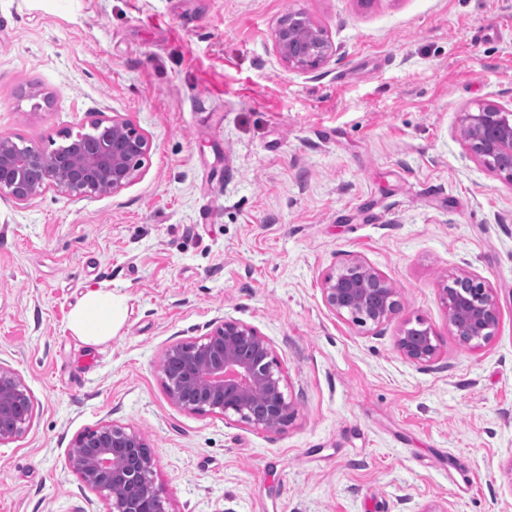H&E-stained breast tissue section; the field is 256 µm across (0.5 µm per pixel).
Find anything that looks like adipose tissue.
I'll return each instance as SVG.
<instances>
[{
	"label": "adipose tissue",
	"instance_id": "obj_1",
	"mask_svg": "<svg viewBox=\"0 0 512 512\" xmlns=\"http://www.w3.org/2000/svg\"><path fill=\"white\" fill-rule=\"evenodd\" d=\"M124 317V304L112 292L102 289L88 292L72 311L69 325L73 333L88 344L109 342Z\"/></svg>",
	"mask_w": 512,
	"mask_h": 512
}]
</instances>
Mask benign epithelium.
I'll use <instances>...</instances> for the list:
<instances>
[{"mask_svg": "<svg viewBox=\"0 0 512 512\" xmlns=\"http://www.w3.org/2000/svg\"><path fill=\"white\" fill-rule=\"evenodd\" d=\"M276 48L290 68L313 70L334 47L327 34L293 14L274 29ZM471 154L512 183V110L494 104L461 116ZM92 132L76 135L65 151L46 153L0 137V194L28 202L49 189L74 197L117 194L137 176L151 148L148 136L129 120L91 122ZM326 306L360 325H380L401 308L386 277L360 259L328 273L321 284ZM448 320L460 341L480 346L498 326L491 288L471 275L442 288ZM403 355L428 363L437 354L431 328H407L397 341ZM161 373L169 399L197 414L266 431H280L295 409L284 392L285 377L269 343L243 322L226 319L191 342H176L162 355ZM33 403L22 377L0 365V444L25 433ZM67 466L84 487L106 502L107 512H166L154 479V457L142 433L129 425L105 423L72 440Z\"/></svg>", "mask_w": 512, "mask_h": 512, "instance_id": "obj_1", "label": "benign epithelium"}]
</instances>
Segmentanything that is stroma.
Here are the masks:
<instances>
[{
	"mask_svg": "<svg viewBox=\"0 0 512 512\" xmlns=\"http://www.w3.org/2000/svg\"><path fill=\"white\" fill-rule=\"evenodd\" d=\"M290 11L336 48L318 69L276 50ZM484 103L512 110V0H0V136L50 152L117 117L151 141L117 194L0 195V364L34 402L0 512H107L67 452L112 422L168 512H512V184L460 126ZM354 258L400 294L381 326L323 301ZM462 272L497 299L475 349L441 299ZM98 289L126 313L90 345L69 316ZM226 319L281 361L282 431L169 400L164 349ZM420 324L427 364L397 347ZM435 334L430 327L407 328L403 330L397 341L398 349L403 355L416 363H428L437 354Z\"/></svg>",
	"mask_w": 512,
	"mask_h": 512,
	"instance_id": "1",
	"label": "stroma"
}]
</instances>
